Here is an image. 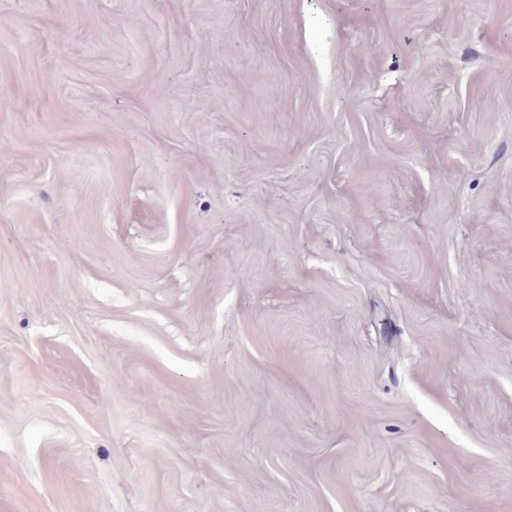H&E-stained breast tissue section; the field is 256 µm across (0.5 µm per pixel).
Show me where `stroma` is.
Here are the masks:
<instances>
[{"label":"stroma","mask_w":512,"mask_h":512,"mask_svg":"<svg viewBox=\"0 0 512 512\" xmlns=\"http://www.w3.org/2000/svg\"><path fill=\"white\" fill-rule=\"evenodd\" d=\"M0 512H512V0H0Z\"/></svg>","instance_id":"obj_1"}]
</instances>
